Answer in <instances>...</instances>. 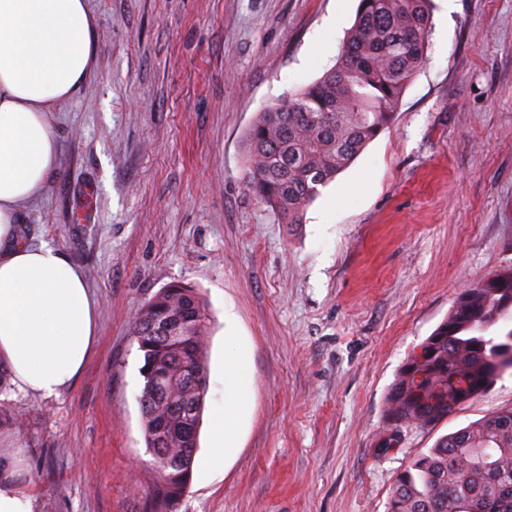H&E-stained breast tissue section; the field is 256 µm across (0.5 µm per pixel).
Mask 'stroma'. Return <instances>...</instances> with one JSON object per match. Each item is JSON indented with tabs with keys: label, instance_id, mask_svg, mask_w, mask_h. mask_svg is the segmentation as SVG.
Here are the masks:
<instances>
[{
	"label": "stroma",
	"instance_id": "stroma-1",
	"mask_svg": "<svg viewBox=\"0 0 512 512\" xmlns=\"http://www.w3.org/2000/svg\"><path fill=\"white\" fill-rule=\"evenodd\" d=\"M92 71L53 110L58 162L21 215L84 275L97 339L75 385L0 389V459L35 512H143L153 483L130 324L162 288L207 305L205 410L177 512H386L442 435L512 408V370L382 452L386 398L460 290L512 266V0H431L394 121L280 223L247 187L257 112L336 63L358 0H87ZM234 312L226 321L225 312ZM249 368L238 447L210 462L225 336ZM20 425H13L12 417Z\"/></svg>",
	"mask_w": 512,
	"mask_h": 512
}]
</instances>
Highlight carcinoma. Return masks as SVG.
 Here are the masks:
<instances>
[{"mask_svg":"<svg viewBox=\"0 0 512 512\" xmlns=\"http://www.w3.org/2000/svg\"><path fill=\"white\" fill-rule=\"evenodd\" d=\"M430 0H359L336 64L318 80L258 113L245 135L248 185L283 224H301L320 188L346 169L393 120L424 61ZM512 267L462 289L430 336L432 356L410 378L403 366L386 399L391 430L435 425L482 394L493 363L512 343ZM207 309L196 289L172 284L135 314L143 364L139 403L156 477L149 512H175L192 476L207 373ZM387 512H512V408L439 437L397 477Z\"/></svg>","mask_w":512,"mask_h":512,"instance_id":"carcinoma-1","label":"carcinoma"}]
</instances>
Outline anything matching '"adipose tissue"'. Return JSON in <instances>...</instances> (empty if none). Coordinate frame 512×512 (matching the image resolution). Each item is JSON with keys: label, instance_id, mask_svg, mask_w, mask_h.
<instances>
[{"label": "adipose tissue", "instance_id": "ef3b65f1", "mask_svg": "<svg viewBox=\"0 0 512 512\" xmlns=\"http://www.w3.org/2000/svg\"><path fill=\"white\" fill-rule=\"evenodd\" d=\"M96 31L86 0H0V361L21 391L55 396L72 386L95 345V300L56 248L20 242V206L38 199L56 168L50 108L87 79ZM224 364V409L214 421V462L234 448L244 399L232 379L237 337Z\"/></svg>", "mask_w": 512, "mask_h": 512}]
</instances>
